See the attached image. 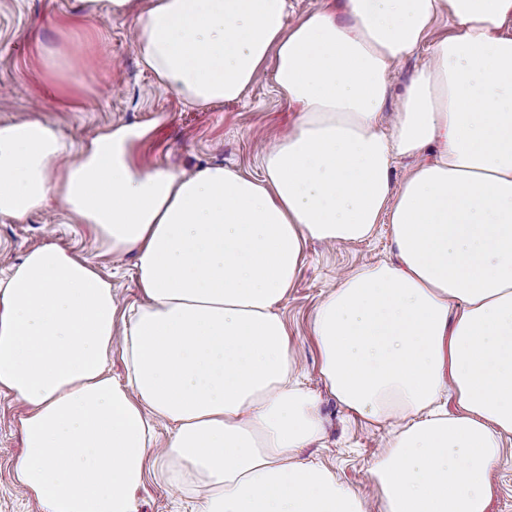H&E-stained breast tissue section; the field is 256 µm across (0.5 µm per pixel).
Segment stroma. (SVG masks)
<instances>
[{
  "mask_svg": "<svg viewBox=\"0 0 512 512\" xmlns=\"http://www.w3.org/2000/svg\"><path fill=\"white\" fill-rule=\"evenodd\" d=\"M73 3L0 0V122L30 117L39 104L44 118L77 144L102 128L138 125L149 130L136 146L143 163L183 172L224 165L259 174L260 145L290 130L297 119L295 110L277 96L272 77H264L236 101L187 105L163 90L140 65L130 19L105 13L89 23L77 17ZM445 31V26H438L417 52L395 65L387 111L397 110L407 85ZM44 40H58L63 46L52 70L40 56ZM60 209L55 198L27 223L0 218V275L20 263L27 251L52 241L93 262L111 280L121 308L140 305L134 254L108 251L86 225L61 223ZM393 257L385 224L360 242L336 247L309 242L298 277L280 305L298 362L297 378L317 398L324 423L322 438L303 449L300 458L324 465L340 482L368 497L373 494L368 469L379 453L380 440L388 438L396 424L368 421L330 394L319 375L312 319L319 301L345 272ZM24 414L22 403L0 393V512H39L12 481V468L22 451ZM136 498L138 512H199L202 502L201 497H186L153 479Z\"/></svg>",
  "mask_w": 512,
  "mask_h": 512,
  "instance_id": "35a3bbf8",
  "label": "stroma"
}]
</instances>
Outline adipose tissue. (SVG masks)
<instances>
[{
  "mask_svg": "<svg viewBox=\"0 0 512 512\" xmlns=\"http://www.w3.org/2000/svg\"><path fill=\"white\" fill-rule=\"evenodd\" d=\"M74 6L132 16L143 67L185 103L237 100L269 70L298 117L257 177L143 166L137 126L75 146L38 117L0 123V216L59 198L64 223L135 254L143 298L119 322L111 282L53 242L0 278V391L28 408L15 485L41 512H137L152 458L164 482L206 488L201 512H368L297 458L323 424L279 305L307 241L385 222L393 260L315 310L320 374L349 411L401 422L369 470L381 512H488L512 435V0H340L293 23L291 0ZM441 21L384 133L393 66Z\"/></svg>",
  "mask_w": 512,
  "mask_h": 512,
  "instance_id": "adipose-tissue-1",
  "label": "adipose tissue"
}]
</instances>
